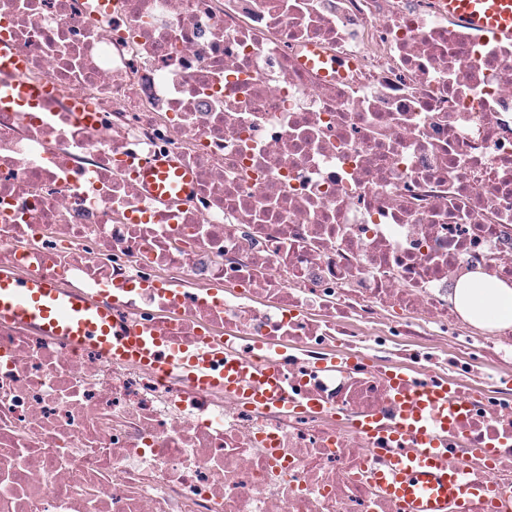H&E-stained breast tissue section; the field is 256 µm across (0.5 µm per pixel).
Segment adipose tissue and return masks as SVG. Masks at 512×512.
<instances>
[{
    "label": "adipose tissue",
    "instance_id": "adipose-tissue-1",
    "mask_svg": "<svg viewBox=\"0 0 512 512\" xmlns=\"http://www.w3.org/2000/svg\"><path fill=\"white\" fill-rule=\"evenodd\" d=\"M448 297L469 324L490 330L512 328V286L478 273L454 280Z\"/></svg>",
    "mask_w": 512,
    "mask_h": 512
}]
</instances>
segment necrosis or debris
Listing matches in <instances>:
<instances>
[{"instance_id": "4bbe7bcc", "label": "necrosis or debris", "mask_w": 512, "mask_h": 512, "mask_svg": "<svg viewBox=\"0 0 512 512\" xmlns=\"http://www.w3.org/2000/svg\"><path fill=\"white\" fill-rule=\"evenodd\" d=\"M436 2L0 0L1 46L54 87L0 75V264L231 342L288 396L0 321V512H402L374 476L418 447L397 370L469 401L436 439L485 490L448 512H512V329L460 335L448 298L512 281V38ZM161 156L186 199L136 178ZM1 58H6L2 53L0 54V68L9 69L15 75V87L19 88L20 98L27 100L30 98H36L43 95H48L51 90V86L48 82L42 84H29L22 76V66L19 61L15 59H8L2 61Z\"/></svg>"}]
</instances>
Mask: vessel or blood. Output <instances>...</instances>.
<instances>
[{
    "mask_svg": "<svg viewBox=\"0 0 512 512\" xmlns=\"http://www.w3.org/2000/svg\"><path fill=\"white\" fill-rule=\"evenodd\" d=\"M448 15L474 26L512 37V0H444ZM11 70L21 99L49 94V83L31 84L22 76L19 61H0ZM171 163L153 160L142 167V176L158 198L171 196L168 182ZM0 319L39 328L46 335L61 336L77 346L97 349L115 359L151 368L160 378L181 376L201 390L222 388L251 404L277 402L282 398L281 377L272 368L255 373L251 363L223 342L210 341L194 350L178 349L164 340L143 335L135 326L118 327L111 312L100 302L56 287L48 280L24 277L0 265ZM401 413L399 433L416 439L418 452L391 456L377 481L403 506L404 512H448L449 499L460 502L480 495L482 488L467 481L462 467H448L445 449L439 448L434 433L448 426L465 406L449 386L422 385L410 388L406 374L392 375Z\"/></svg>",
    "mask_w": 512,
    "mask_h": 512,
    "instance_id": "vessel-or-blood-1",
    "label": "vessel or blood"
}]
</instances>
